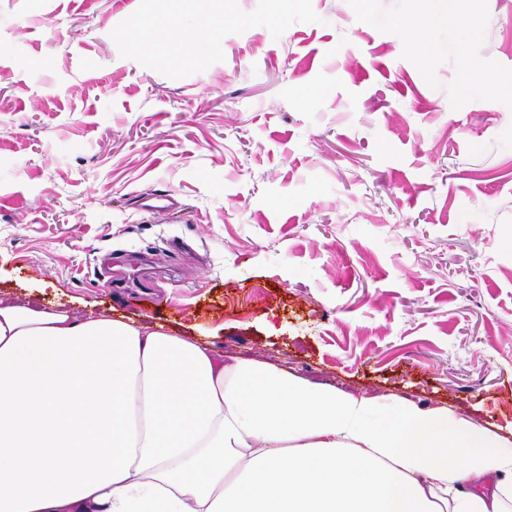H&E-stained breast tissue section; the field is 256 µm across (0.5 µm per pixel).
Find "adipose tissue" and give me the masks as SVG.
<instances>
[{"label": "adipose tissue", "mask_w": 512, "mask_h": 512, "mask_svg": "<svg viewBox=\"0 0 512 512\" xmlns=\"http://www.w3.org/2000/svg\"><path fill=\"white\" fill-rule=\"evenodd\" d=\"M512 445L173 335L0 299V512H506Z\"/></svg>", "instance_id": "adipose-tissue-1"}]
</instances>
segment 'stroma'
Listing matches in <instances>:
<instances>
[{"instance_id": "stroma-1", "label": "stroma", "mask_w": 512, "mask_h": 512, "mask_svg": "<svg viewBox=\"0 0 512 512\" xmlns=\"http://www.w3.org/2000/svg\"><path fill=\"white\" fill-rule=\"evenodd\" d=\"M401 8L0 0V298L512 441V0H412L448 28L480 11L428 65ZM189 11L218 45L181 49ZM126 251L158 268L149 293L108 287Z\"/></svg>"}]
</instances>
